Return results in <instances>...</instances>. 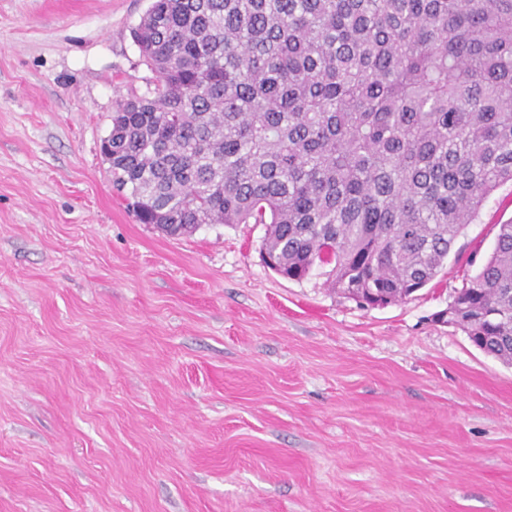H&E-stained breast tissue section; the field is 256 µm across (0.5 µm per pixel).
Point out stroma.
Wrapping results in <instances>:
<instances>
[{"mask_svg": "<svg viewBox=\"0 0 512 512\" xmlns=\"http://www.w3.org/2000/svg\"><path fill=\"white\" fill-rule=\"evenodd\" d=\"M150 4L0 0V512H512V365L434 319L512 183L382 307L262 224L165 236L100 152Z\"/></svg>", "mask_w": 512, "mask_h": 512, "instance_id": "35a3bbf8", "label": "stroma"}]
</instances>
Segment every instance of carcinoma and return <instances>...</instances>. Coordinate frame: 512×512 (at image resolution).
Wrapping results in <instances>:
<instances>
[{
  "mask_svg": "<svg viewBox=\"0 0 512 512\" xmlns=\"http://www.w3.org/2000/svg\"><path fill=\"white\" fill-rule=\"evenodd\" d=\"M132 37L112 183L170 237L264 224L279 275L386 305L512 183V0H152ZM453 303L512 363V221Z\"/></svg>",
  "mask_w": 512,
  "mask_h": 512,
  "instance_id": "cac0c4a2",
  "label": "carcinoma"
}]
</instances>
